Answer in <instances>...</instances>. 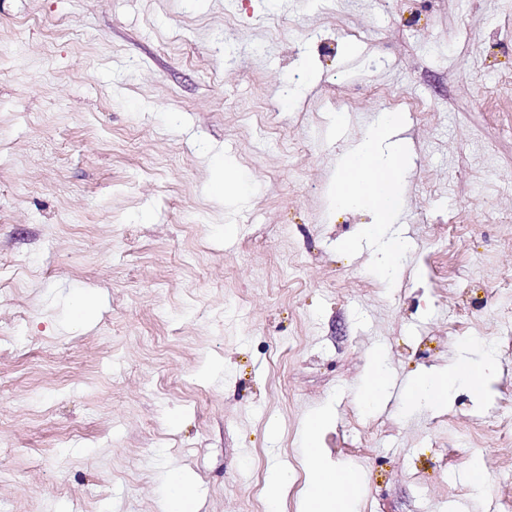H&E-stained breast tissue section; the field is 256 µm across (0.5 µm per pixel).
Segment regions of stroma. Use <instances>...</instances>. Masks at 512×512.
I'll list each match as a JSON object with an SVG mask.
<instances>
[{"label": "stroma", "mask_w": 512, "mask_h": 512, "mask_svg": "<svg viewBox=\"0 0 512 512\" xmlns=\"http://www.w3.org/2000/svg\"><path fill=\"white\" fill-rule=\"evenodd\" d=\"M502 68L512 0H0V512H161L179 469L199 512H255L276 466L296 512L323 410L354 512L512 502ZM385 110L413 144L392 284L333 203ZM468 339L498 359L482 404L365 406L373 356L406 381Z\"/></svg>", "instance_id": "obj_1"}]
</instances>
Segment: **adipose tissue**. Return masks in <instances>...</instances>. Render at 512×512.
Wrapping results in <instances>:
<instances>
[{"label":"adipose tissue","instance_id":"1","mask_svg":"<svg viewBox=\"0 0 512 512\" xmlns=\"http://www.w3.org/2000/svg\"><path fill=\"white\" fill-rule=\"evenodd\" d=\"M401 126L400 113H379L361 140L341 154L336 173L337 209L361 208L371 216L358 237L343 244V252L371 249L375 267L390 280L399 276L400 259L407 248L405 238L393 228L403 205L399 184L408 152L407 146L397 138ZM494 370L495 361L487 356L465 360L445 371L431 370L415 375L410 380L408 400L412 403L427 401L436 409L444 410L451 391L461 384L474 388L475 398H483ZM327 419V413H318L304 428L303 443L314 478L305 487L301 510L354 512L357 490L337 482L336 471L327 466L317 446L318 433Z\"/></svg>","mask_w":512,"mask_h":512}]
</instances>
